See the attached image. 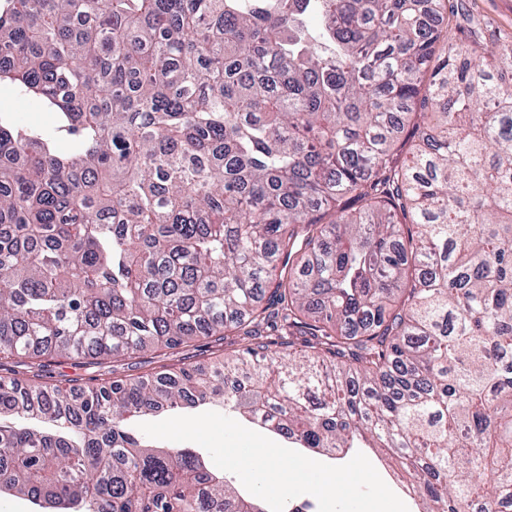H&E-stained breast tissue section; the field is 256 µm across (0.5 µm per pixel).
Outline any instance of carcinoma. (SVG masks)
<instances>
[{"instance_id": "carcinoma-1", "label": "carcinoma", "mask_w": 512, "mask_h": 512, "mask_svg": "<svg viewBox=\"0 0 512 512\" xmlns=\"http://www.w3.org/2000/svg\"><path fill=\"white\" fill-rule=\"evenodd\" d=\"M447 18V0H0V95L58 116L0 112V360L27 366L0 376V495L266 512L132 428L213 403L295 448L385 449L418 512L512 504V42L459 23L439 58ZM229 331L243 345L208 371L43 376Z\"/></svg>"}]
</instances>
